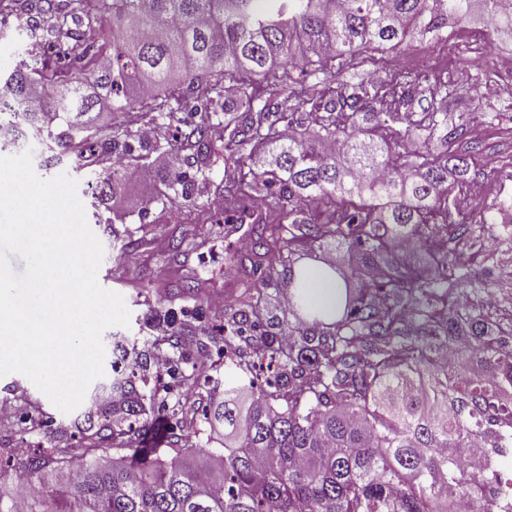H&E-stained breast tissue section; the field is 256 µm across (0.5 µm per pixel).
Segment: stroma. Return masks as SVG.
I'll use <instances>...</instances> for the list:
<instances>
[{"mask_svg": "<svg viewBox=\"0 0 512 512\" xmlns=\"http://www.w3.org/2000/svg\"><path fill=\"white\" fill-rule=\"evenodd\" d=\"M429 55L431 75L455 80L458 67H468L470 76L448 96V118L465 116L468 125L492 128L491 136L471 142L462 137L456 142L459 150H469L470 164L486 186L484 204H498L499 178L512 170V78L500 76L491 58L466 52L448 55L439 45L422 50ZM410 47L401 52L383 54L374 70L376 79L370 88H378L392 74L414 69L419 52ZM496 84L495 94H486L489 84ZM32 165L36 175L44 180L67 175L77 183V191L86 214H93L92 198L87 192L90 178L82 162L65 156L63 148L49 150L46 144L29 141ZM131 175L152 182L156 194L164 195L162 203L136 196L134 183H127L123 206H110L102 211L101 221L92 231L103 246V258L97 272L99 285L123 296L130 311L128 326H113L102 334L104 347L122 336L138 340L139 350L151 348L158 320L151 309L161 310L175 328L192 330L197 341L185 355L189 362H206L214 370L211 380L189 392L174 388L171 399L181 406H194V428L199 432V444L205 448L220 447L224 431L210 428L206 411L213 401L224 396V327L229 322L233 305L242 298L255 296L259 280L250 286L225 290V268L229 262L226 252V224H194L189 220L194 210L211 211V196L202 186H195L193 204L178 197L165 196V174L153 163L141 162L132 166ZM512 253V236L504 234L499 225H486L475 247L465 254L479 283L497 295L501 306L512 304V265L501 264L503 253ZM196 288L195 294L184 295L178 288L183 284ZM11 401L17 409V425L0 433V448L12 446L18 439L28 441L31 450H47L59 442L84 444L85 439L74 426L82 419L84 410L96 402L94 389H87L81 407L64 413L26 376L10 373L0 377V400Z\"/></svg>", "mask_w": 512, "mask_h": 512, "instance_id": "1", "label": "stroma"}]
</instances>
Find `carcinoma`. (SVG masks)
I'll use <instances>...</instances> for the list:
<instances>
[{
    "label": "carcinoma",
    "mask_w": 512,
    "mask_h": 512,
    "mask_svg": "<svg viewBox=\"0 0 512 512\" xmlns=\"http://www.w3.org/2000/svg\"><path fill=\"white\" fill-rule=\"evenodd\" d=\"M470 0H44L50 29L78 14L85 28L51 58L24 59L0 76L12 102L0 104V142L28 137L54 142L81 158L121 161L94 179L105 203L124 190L126 163L161 149L124 126L94 128L96 110L138 109L175 119L192 99L204 113L183 139L187 166L203 174L215 153L211 114L224 113V179L215 198L267 190L277 221L294 228L257 232L254 255L266 273L283 250L306 246V261L288 265L294 323L260 318L259 304L240 303L224 346L228 369L250 372L271 358L278 372L224 388L213 411L224 446L201 448L198 432L144 448L149 409L137 389L138 357L112 345L127 372L112 378L120 407L102 403L76 425L82 433L131 454L103 462L77 460L58 446L0 462V512H512L504 461L512 457V310L490 307L456 248L483 225L474 215L448 223L454 191L468 187V158L448 150L464 119L448 124V86L434 82L427 112L413 119L410 80L394 76L374 93L370 127L356 117L369 100L361 52L448 41V23L466 19ZM494 34L512 42V12L494 19ZM312 78L290 76L287 64ZM284 95L309 108L307 134ZM66 129L54 134L47 111ZM404 121L405 132L394 125ZM419 127L429 142L414 151L396 138ZM191 197L184 171L165 183ZM416 239L427 262L400 261L399 244ZM357 256L349 270L325 253ZM375 270L366 288L351 281ZM332 282L325 308L310 284ZM167 374L192 391L208 367Z\"/></svg>",
    "instance_id": "obj_1"
}]
</instances>
